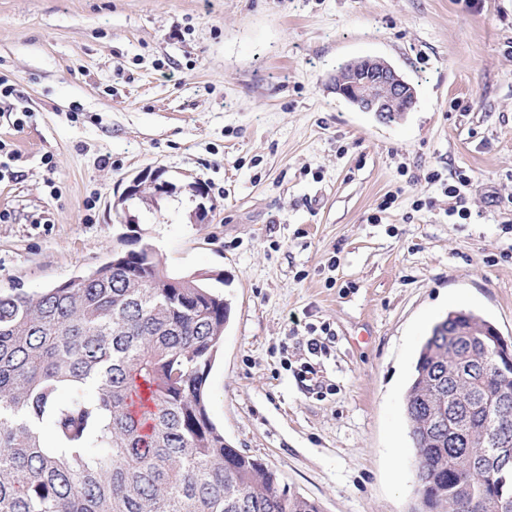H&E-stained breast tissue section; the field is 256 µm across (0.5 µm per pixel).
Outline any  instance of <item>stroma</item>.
I'll list each match as a JSON object with an SVG mask.
<instances>
[{
	"mask_svg": "<svg viewBox=\"0 0 512 512\" xmlns=\"http://www.w3.org/2000/svg\"><path fill=\"white\" fill-rule=\"evenodd\" d=\"M363 56L414 85L402 120L336 94ZM0 72V289L102 264L135 220L169 272L224 275L225 441L323 512H411L422 338L462 309L512 342V0H0ZM145 169L173 193L118 206Z\"/></svg>",
	"mask_w": 512,
	"mask_h": 512,
	"instance_id": "stroma-1",
	"label": "stroma"
}]
</instances>
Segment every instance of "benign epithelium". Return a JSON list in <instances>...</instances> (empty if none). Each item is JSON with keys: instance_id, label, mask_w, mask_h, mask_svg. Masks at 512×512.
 <instances>
[{"instance_id": "benign-epithelium-1", "label": "benign epithelium", "mask_w": 512, "mask_h": 512, "mask_svg": "<svg viewBox=\"0 0 512 512\" xmlns=\"http://www.w3.org/2000/svg\"><path fill=\"white\" fill-rule=\"evenodd\" d=\"M334 83L336 93L359 111L374 112L382 117L392 112L403 116L405 110L400 108V103L415 99L414 87L387 61L377 57L351 62L336 74ZM145 182L150 183L157 195L165 194L171 188L169 182L160 179V173L144 171L128 182L119 200L140 196ZM494 448L501 467H508L512 463V438L500 437Z\"/></svg>"}]
</instances>
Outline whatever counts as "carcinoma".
Wrapping results in <instances>:
<instances>
[{
    "label": "carcinoma",
    "mask_w": 512,
    "mask_h": 512,
    "mask_svg": "<svg viewBox=\"0 0 512 512\" xmlns=\"http://www.w3.org/2000/svg\"><path fill=\"white\" fill-rule=\"evenodd\" d=\"M160 260L117 253L60 288L0 291V512H321L224 441L205 386L231 303L223 276L157 288ZM488 321L454 310L426 337L405 395L421 512H499L512 468V404L485 407L495 367ZM458 342L448 344V335ZM481 371L466 387L456 365Z\"/></svg>",
    "instance_id": "cac0c4a2"
}]
</instances>
